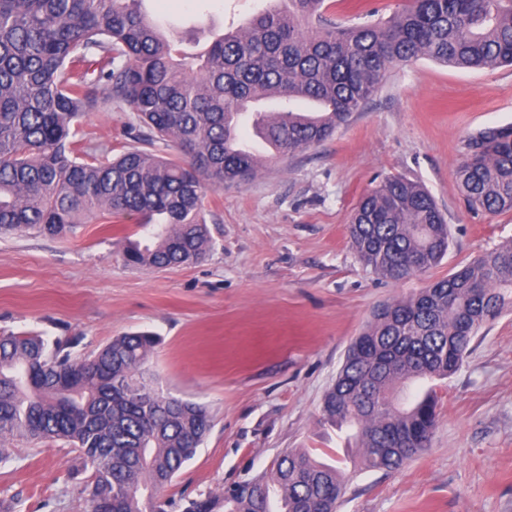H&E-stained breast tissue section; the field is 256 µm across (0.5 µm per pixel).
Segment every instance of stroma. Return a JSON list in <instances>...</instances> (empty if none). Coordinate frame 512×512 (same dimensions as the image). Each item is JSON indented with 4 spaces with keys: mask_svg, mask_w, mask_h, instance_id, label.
Here are the masks:
<instances>
[{
    "mask_svg": "<svg viewBox=\"0 0 512 512\" xmlns=\"http://www.w3.org/2000/svg\"><path fill=\"white\" fill-rule=\"evenodd\" d=\"M268 0H143L204 52ZM512 123V67L466 69L420 58L390 69L362 111L325 143L264 161L249 183L208 190L207 256L132 268L121 250L133 221L82 224L49 237L0 235V332L77 338L73 356L114 337L156 334L149 371L175 397L205 405L213 427L167 487L174 500L219 492L270 472L292 448L343 472L337 512H512V312L481 331L461 368L440 380L431 445L395 472L351 465L350 430L320 408L346 350L373 312L512 241V212H470L454 171L468 135ZM84 140L120 153L148 149L125 107L94 112ZM425 184L450 246L428 276L392 284L354 254L347 225L374 179ZM0 464V512H89L90 464L69 444L16 438Z\"/></svg>",
    "mask_w": 512,
    "mask_h": 512,
    "instance_id": "stroma-1",
    "label": "stroma"
}]
</instances>
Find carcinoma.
Segmentation results:
<instances>
[{
    "mask_svg": "<svg viewBox=\"0 0 512 512\" xmlns=\"http://www.w3.org/2000/svg\"><path fill=\"white\" fill-rule=\"evenodd\" d=\"M263 9L189 57L147 18L142 0H0V234L62 235L78 224L136 220L123 247L133 267L168 268L213 246L209 187L252 179L261 158L240 150L236 119L285 159L333 137L388 70L421 57L462 68L512 65V0H407L389 17L358 2L338 23L325 0ZM297 101L318 104L296 112ZM134 112L166 151L113 159L77 137L112 104ZM455 179L475 212H512V124L465 140ZM349 242L377 277L424 275L448 253V224L419 181L388 176L356 203ZM512 311V242L381 306L351 342L321 412L355 431L361 464L395 471L429 447L432 385L456 373L478 331ZM158 338L117 336L92 357L33 332L0 334V437L63 440L92 467L90 512H336L345 478L291 449L271 472L179 504L165 488L209 433L206 408L155 387L146 366Z\"/></svg>",
    "mask_w": 512,
    "mask_h": 512,
    "instance_id": "carcinoma-1",
    "label": "carcinoma"
}]
</instances>
